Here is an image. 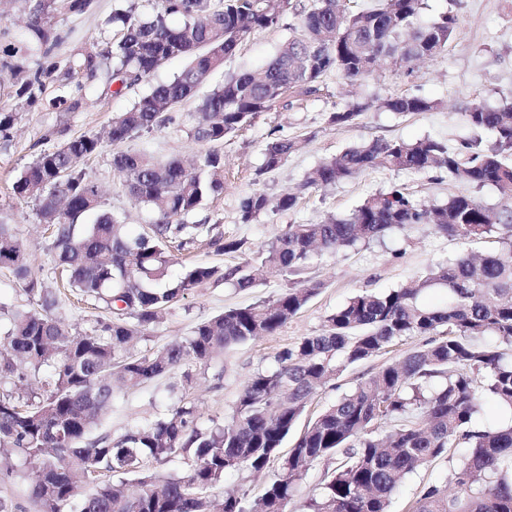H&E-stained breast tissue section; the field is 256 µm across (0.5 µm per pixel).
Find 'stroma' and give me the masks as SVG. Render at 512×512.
Masks as SVG:
<instances>
[{
	"instance_id": "obj_1",
	"label": "stroma",
	"mask_w": 512,
	"mask_h": 512,
	"mask_svg": "<svg viewBox=\"0 0 512 512\" xmlns=\"http://www.w3.org/2000/svg\"><path fill=\"white\" fill-rule=\"evenodd\" d=\"M123 4L124 0H94L88 12L56 18L60 40L52 51L53 56L65 60L90 43L115 40L117 33L110 18L113 10ZM447 11L456 14L458 24L440 56L410 69L381 68L354 85L340 73L330 72L319 93L284 98L217 143L216 148L224 157V191L204 201L190 221L216 226L225 236L243 240L244 246L241 252L219 255L199 244L188 254V261L219 266L245 262L255 251L274 241L286 225L314 224L331 215L345 216L369 196L395 187L405 189L429 207L444 204L453 194L471 196L485 206H500L502 199L493 188H475L437 171L416 173L377 166L333 186L317 188L305 184L307 173L321 162L376 138L414 141L431 137L456 145L461 138L473 134L464 117L472 103L496 106L512 101V0H424L421 19L427 23ZM298 28V16L291 15L279 26L252 31L236 54L225 61L223 69L199 85L196 98L174 111L172 123L127 140L121 148L144 152L160 160H192L204 154L207 144L192 136L198 99L231 76L264 68ZM186 65L183 58L168 60L137 89L119 97L104 94L98 86H85L81 77H73L68 88L81 91L87 105L83 111L66 115L48 105L49 99L60 93L55 81L47 82L44 103L31 108L17 107L11 96L10 71L0 66V108L17 112L8 140L0 139V224L13 227L33 273L44 287L55 290L57 304L52 313L69 328L91 330L102 311L93 302L77 300L59 287L52 240L39 222L34 201L15 195L13 183L40 152L54 149L68 137L102 132L111 123L113 114L131 107L154 86L173 80ZM408 94L433 101V109L402 115L384 108L386 99ZM351 101L366 103L367 111L348 124L329 123L330 113ZM273 133L296 140L298 147L281 167L266 172L262 169L264 148ZM115 149L105 145L100 153L82 161L81 167L101 188L106 209L125 217L131 230L141 233L152 224L155 214L149 207L135 203L122 186L112 168ZM255 191L271 198L292 192L298 195L299 202L292 210H274L250 223H242L239 203ZM466 248L481 253L489 245L478 241L466 246L437 233L433 225H407L392 230L382 239L317 258L300 276L271 273L248 293L221 281L212 282L187 291L163 313L150 329L149 340L140 342L138 348L143 352L160 349L189 336L198 322L222 313L224 308L272 299L295 280L320 282L317 295L276 334L226 349L219 360L223 374L211 369L198 375L193 394L199 417L205 423L220 419L228 413L244 381L257 368L270 366L276 352L283 347L319 332L326 315L349 297L362 290L399 287ZM421 343L417 337L348 367L335 386L323 388L312 396L307 417L316 416L335 402L360 377L398 360ZM170 385V379L166 378L117 392L112 412L102 421L103 431L117 436L165 413L180 396ZM460 455V450H452L431 465L407 475L392 497L390 512H410L420 487L429 481H444ZM11 466L12 478L0 479V500L8 503L11 512H38L29 497L28 464L16 456Z\"/></svg>"
}]
</instances>
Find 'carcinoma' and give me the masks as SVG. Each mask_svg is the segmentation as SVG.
<instances>
[{
    "instance_id": "cac0c4a2",
    "label": "carcinoma",
    "mask_w": 512,
    "mask_h": 512,
    "mask_svg": "<svg viewBox=\"0 0 512 512\" xmlns=\"http://www.w3.org/2000/svg\"><path fill=\"white\" fill-rule=\"evenodd\" d=\"M27 40L45 47L47 65L32 73L13 71L14 97L32 107L42 100L46 80L78 70L88 80L102 73L120 82V96L147 80L173 57L190 59L173 80L159 84L112 117L106 138H68L44 151L14 183V193L37 202L40 221L51 227L55 268L67 285L107 311L89 332L70 331L50 310L56 296L34 277L28 256L7 224H0V271L25 284L39 309L0 302L9 328L0 335V384L18 385L50 373L22 396L0 394V456H22L30 465V490L39 512H63L80 494L79 481L93 485L80 512H284L313 463L335 461L324 472L308 512H389L406 476L461 448L445 482L425 485L411 512H512V422L480 426L476 415L489 399L512 412V102L497 107L474 103L465 111L473 129L494 135L485 148L477 138L458 145L426 137L415 142L376 138L350 147L317 167L307 186H331L375 166L445 171L479 188L492 186L506 204L487 207L467 195H451L428 207L402 189L366 199L344 217L317 224H289L245 266L196 263L167 279L171 250L185 249L203 234L217 254L239 252L244 242L211 234L186 218L202 202L224 191V158L206 152L191 168L179 159L157 162L143 152L117 151L112 167L128 194L157 213L149 231L130 232L124 218L102 209L97 184L78 163L104 142L118 145L172 120L170 112L191 99L202 81L222 68L243 38L256 28L300 16V33L286 42L260 72L227 80L201 100L195 140L219 143L292 93L309 96L336 70L357 81L381 66H397L441 54L457 18L445 12L420 22L423 0H379L352 11L337 0H312L299 12L292 0H159L158 10L140 14L135 5L117 9L112 23L120 36L106 50L93 44L65 63L50 59L59 34L58 15L82 14L93 0H26ZM183 23L171 26L170 16ZM50 104L79 112L84 97L60 95ZM398 114L427 112L433 103L417 95L384 101ZM368 105L352 102L331 113L346 124ZM295 142L268 141L263 171L288 160ZM271 205L255 191L240 204L249 223ZM95 216L91 224L84 223ZM409 224H431L462 242L496 239L498 246L476 257L463 252L400 288L362 291L325 317L323 329L279 350L269 367L248 379L222 422L200 423L188 393L163 416L114 437L99 432L112 410V381L139 388L183 369L181 387L192 386V368H209L224 350L285 326L314 297L320 284L291 286L271 300L229 307L197 323L191 334L150 353L132 351L148 338L160 315L187 291L211 281L248 290L275 269L302 272L315 256L352 249ZM445 288L437 306L422 302L430 288ZM426 337L401 360L360 380L335 403L309 419L288 455L283 442L306 412L312 395L349 365L368 360L398 342ZM389 423L381 434L377 424ZM177 456L190 461L183 476L144 469ZM274 471L264 493L251 500L214 490L232 471ZM136 475L134 484L100 479V473ZM458 487L448 494V485Z\"/></svg>"
}]
</instances>
